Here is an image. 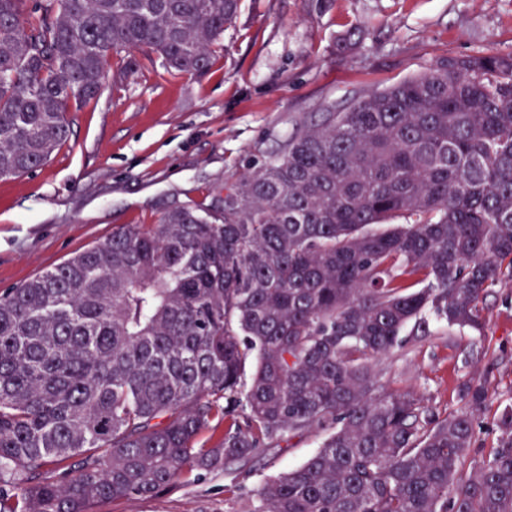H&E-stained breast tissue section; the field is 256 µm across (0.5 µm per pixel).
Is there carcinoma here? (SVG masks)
<instances>
[{
    "label": "carcinoma",
    "mask_w": 512,
    "mask_h": 512,
    "mask_svg": "<svg viewBox=\"0 0 512 512\" xmlns=\"http://www.w3.org/2000/svg\"><path fill=\"white\" fill-rule=\"evenodd\" d=\"M237 11L0 0V179L70 140L109 54L203 74ZM511 284L512 52L450 56L0 292V512H93L309 435L250 512H512V405L475 464L486 381L440 418L379 368L430 316L481 331Z\"/></svg>",
    "instance_id": "obj_1"
}]
</instances>
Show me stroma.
<instances>
[{"label": "stroma", "mask_w": 512, "mask_h": 512, "mask_svg": "<svg viewBox=\"0 0 512 512\" xmlns=\"http://www.w3.org/2000/svg\"><path fill=\"white\" fill-rule=\"evenodd\" d=\"M512 51V0H239L202 75H170L131 52L107 58L99 96L72 113L74 134L33 173L0 180V290L109 237L154 224L169 202H202L322 112L420 74L448 56ZM484 333L432 326L384 359L381 382L437 416L460 405L470 373L490 399L471 457L488 459L512 402V287L482 304ZM315 436L284 440L157 496L95 512H247L268 480L303 465Z\"/></svg>", "instance_id": "35a3bbf8"}]
</instances>
